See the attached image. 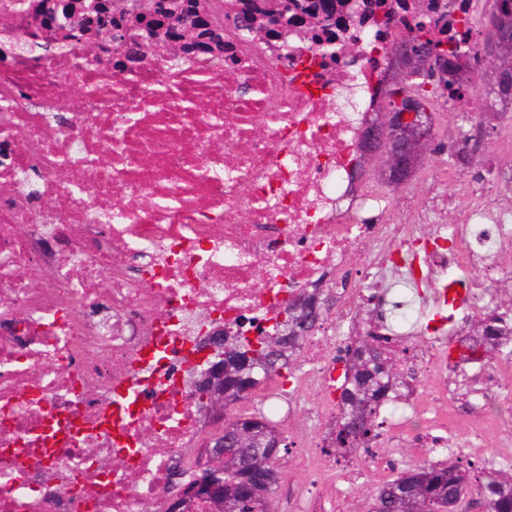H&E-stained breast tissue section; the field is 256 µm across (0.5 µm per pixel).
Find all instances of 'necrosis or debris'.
Instances as JSON below:
<instances>
[{
    "instance_id": "4bbe7bcc",
    "label": "necrosis or debris",
    "mask_w": 512,
    "mask_h": 512,
    "mask_svg": "<svg viewBox=\"0 0 512 512\" xmlns=\"http://www.w3.org/2000/svg\"><path fill=\"white\" fill-rule=\"evenodd\" d=\"M92 2L73 38L44 29L51 0H0V512H166L204 462L199 348L214 331L270 336L301 295L326 298L289 387L235 410L293 423L312 384L332 419L339 327L372 308L369 332L409 378L446 371L512 258V201L471 187L458 223L401 220L359 170L418 0H336L330 53L308 16L256 35L232 19L243 0H207V47L160 32L139 58L103 47ZM431 8L473 80L484 60L465 22L481 0ZM365 238L375 249L350 268ZM454 288L466 304L426 336ZM388 423L455 446L445 388L421 386Z\"/></svg>"
}]
</instances>
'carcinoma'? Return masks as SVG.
Here are the masks:
<instances>
[{"label": "carcinoma", "mask_w": 512, "mask_h": 512, "mask_svg": "<svg viewBox=\"0 0 512 512\" xmlns=\"http://www.w3.org/2000/svg\"><path fill=\"white\" fill-rule=\"evenodd\" d=\"M157 8L135 16L139 40L131 42L128 53L145 56L144 50L158 29L175 33L176 25L185 19L192 21L197 29L196 40L191 48L206 46L208 22L200 12V0H154ZM301 12L315 15L319 12L331 16L336 12L334 5L326 0H288L287 7L280 0H252L250 7L236 14L235 22L242 28L250 29L255 14L261 13L271 23L288 20V13ZM432 20L426 16L411 36L415 44L420 41L435 43L439 47L436 58L445 60L448 79L435 78L430 69L402 84L392 82L384 93L381 106L383 112H405L411 108L419 112H433L445 98L451 78L456 76L458 66L456 52L441 48V42L431 38ZM477 97L466 92L460 93L454 101L461 120L469 122L477 118L478 111L492 112L497 103L512 104V75L507 85H476ZM504 330L495 319L484 316L475 330L469 354L460 355L463 361L484 360L499 346ZM303 336L287 335L283 325L272 336L257 341L254 348L245 340H239L241 353L252 354L254 368L240 372L234 351L224 352V388L230 394L224 401V414L231 413L233 405L249 399L255 391L274 377L287 379L291 376V365L297 361ZM400 358L386 348L374 336H364L356 346L345 348L342 357L343 379L336 387L338 398L334 427L335 437L326 453L360 452L369 457L381 435L382 423L378 422L381 407L395 400L400 383L397 363ZM288 450L285 437H280V448L257 447L241 444L238 448H227L231 458L224 469L226 493L232 495L230 512H271V494L278 481L276 466H266L262 471L251 462L252 453L259 450L269 459ZM475 488L486 512H512V480H505L492 470L480 471L466 468L460 460L433 462L423 460L409 468L397 471L378 491L371 512H456L458 504Z\"/></svg>", "instance_id": "obj_1"}]
</instances>
